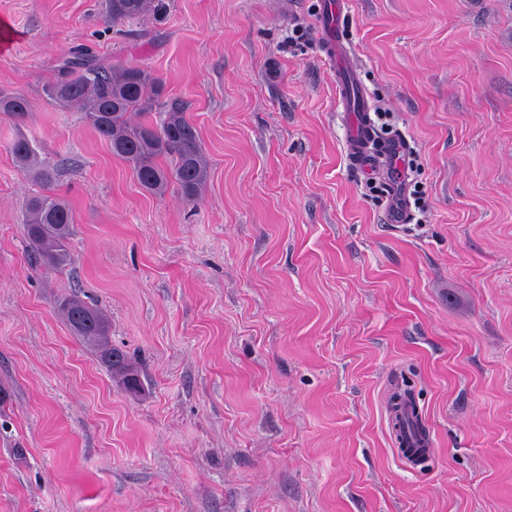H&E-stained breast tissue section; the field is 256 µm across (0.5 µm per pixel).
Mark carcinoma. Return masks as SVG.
Instances as JSON below:
<instances>
[{
    "mask_svg": "<svg viewBox=\"0 0 512 512\" xmlns=\"http://www.w3.org/2000/svg\"><path fill=\"white\" fill-rule=\"evenodd\" d=\"M163 0H105L107 17L114 22L137 20L155 14ZM47 99L61 107H76L89 114L98 137L132 168L139 184L155 195L173 186L187 201L195 200L208 180V165L199 143L198 130L186 118L188 104L180 98H164L162 80L130 66H112L95 57L75 55L63 59L54 78L45 86ZM157 106L165 118L156 127L133 117L146 115ZM0 112L22 122L28 103L22 96L0 93ZM11 152L18 165L46 185L54 171L43 166L38 151L25 137L16 139ZM169 160L163 166L159 159ZM26 236L36 261L48 269H62L71 261L70 242L74 216L60 198L43 195L28 203ZM59 308L72 332L93 351L100 362L128 392L143 390L140 372L121 350L109 342V321L97 307L75 297H64Z\"/></svg>",
    "mask_w": 512,
    "mask_h": 512,
    "instance_id": "1",
    "label": "carcinoma"
}]
</instances>
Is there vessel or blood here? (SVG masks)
I'll list each match as a JSON object with an SVG mask.
<instances>
[{
    "instance_id": "1",
    "label": "vessel or blood",
    "mask_w": 512,
    "mask_h": 512,
    "mask_svg": "<svg viewBox=\"0 0 512 512\" xmlns=\"http://www.w3.org/2000/svg\"><path fill=\"white\" fill-rule=\"evenodd\" d=\"M345 0H323L321 25L324 53L336 72V83L340 100L351 133L347 141V152L353 164L363 170H371L375 157H389V146L373 150V123L370 118L371 105L358 78V68L350 50L346 27Z\"/></svg>"
}]
</instances>
